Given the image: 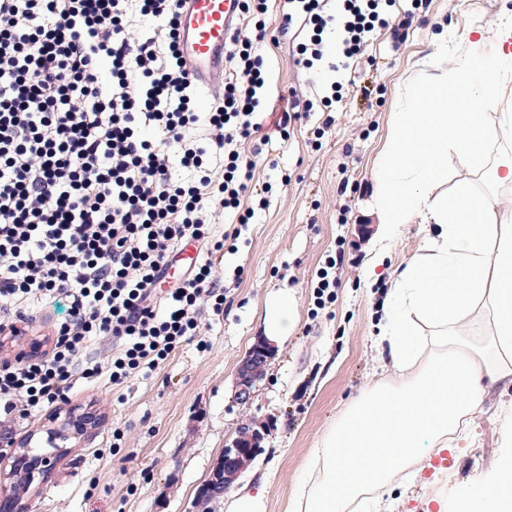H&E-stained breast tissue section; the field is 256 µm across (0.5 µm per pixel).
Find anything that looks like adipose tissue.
<instances>
[{
    "instance_id": "1",
    "label": "adipose tissue",
    "mask_w": 512,
    "mask_h": 512,
    "mask_svg": "<svg viewBox=\"0 0 512 512\" xmlns=\"http://www.w3.org/2000/svg\"><path fill=\"white\" fill-rule=\"evenodd\" d=\"M476 32L491 35L492 55L452 61L439 44L437 80L412 91L382 150L374 182L385 233L419 222L437 225L438 238L394 280L384 309L393 381L363 391L326 434L315 480L295 490L298 512H348L366 489L381 491L447 449L487 389L512 380V201L476 193L470 179L496 140L512 139V113L492 128L485 112L512 58V16ZM452 151L464 170L441 195ZM481 313L491 330L476 338L470 327ZM466 508L512 512V455L472 484Z\"/></svg>"
}]
</instances>
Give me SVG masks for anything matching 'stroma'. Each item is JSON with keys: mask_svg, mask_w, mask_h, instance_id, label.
<instances>
[{"mask_svg": "<svg viewBox=\"0 0 512 512\" xmlns=\"http://www.w3.org/2000/svg\"><path fill=\"white\" fill-rule=\"evenodd\" d=\"M512 0H396L400 33L378 32L362 62L351 71L355 95L337 104L335 122L310 142L322 113L295 125L286 141L268 146L258 164L254 190L272 185L265 211L243 232L236 253L226 255V281H237L233 304L212 321L204 343L185 342L161 368L129 378L112 389L78 381L67 402L0 425L14 442L47 451L55 416L77 410L97 418L90 436L71 433L65 453L45 476L22 493L24 512H191L198 490L247 421L268 427L263 450L239 478L259 485L265 472V512H290L295 484L311 473L313 453L348 405L366 388L391 374L388 344L379 333L384 285L420 256L432 224H401L383 241L376 222L374 171L412 86L429 81L437 39L449 53L478 56L474 29L494 25ZM263 60L269 103L295 92L316 101L334 75L295 64L288 39L255 41ZM346 239L344 271L330 313L318 311L312 286L339 239ZM384 245L376 278L364 270L374 246ZM294 299L295 328L278 344L264 379L249 402L236 398L238 367L258 337L268 333V314L282 294ZM65 300L39 304L26 335L6 341L0 354L29 352L32 341L50 347ZM123 435L113 445V431ZM512 439V384L492 386L480 411L448 446V466L428 457L393 482L382 496L386 512H463L468 488L494 476Z\"/></svg>", "mask_w": 512, "mask_h": 512, "instance_id": "obj_1", "label": "stroma"}]
</instances>
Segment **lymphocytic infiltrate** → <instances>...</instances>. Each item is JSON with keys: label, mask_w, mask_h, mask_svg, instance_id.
I'll list each match as a JSON object with an SVG mask.
<instances>
[{"label": "lymphocytic infiltrate", "mask_w": 512, "mask_h": 512, "mask_svg": "<svg viewBox=\"0 0 512 512\" xmlns=\"http://www.w3.org/2000/svg\"><path fill=\"white\" fill-rule=\"evenodd\" d=\"M180 0H0V337L18 335L34 304L61 297L67 318L51 349L0 361V412L27 416L64 400L78 380L119 387L157 369L229 309L218 273L240 238L239 208L272 138L300 119L298 96L260 121L267 0H242L254 32L226 50L235 79L210 110L194 109L180 61ZM393 0H281L277 31L307 33L299 63L349 69L378 31L397 25ZM154 21L136 35L134 18ZM165 54H158L157 45ZM204 131L192 136L193 127ZM251 150H244V143ZM192 173L175 179L173 164ZM238 213L239 224L211 228ZM204 259L163 288L178 248ZM117 351L90 367V339Z\"/></svg>", "instance_id": "f902f5d3"}]
</instances>
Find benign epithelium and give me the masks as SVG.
Returning <instances> with one entry per match:
<instances>
[{
  "label": "benign epithelium",
  "instance_id": "benign-epithelium-1",
  "mask_svg": "<svg viewBox=\"0 0 512 512\" xmlns=\"http://www.w3.org/2000/svg\"><path fill=\"white\" fill-rule=\"evenodd\" d=\"M271 355L272 346L264 338L257 340L250 348L238 369L240 399L247 398L251 386L261 379ZM263 438L264 428L261 426L245 427L239 431L238 436L224 449V455L213 469L208 483L198 492L193 512H209V501L229 489L259 455ZM50 466L51 460L42 456L14 454L9 471L0 472V512H17L18 502L13 493L15 486L22 479L32 483L41 469Z\"/></svg>",
  "mask_w": 512,
  "mask_h": 512
}]
</instances>
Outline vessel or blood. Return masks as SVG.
<instances>
[{
	"instance_id": "b4317fda",
	"label": "vessel or blood",
	"mask_w": 512,
	"mask_h": 512,
	"mask_svg": "<svg viewBox=\"0 0 512 512\" xmlns=\"http://www.w3.org/2000/svg\"><path fill=\"white\" fill-rule=\"evenodd\" d=\"M236 18L234 0H181L179 52L198 111L209 110L224 81V44Z\"/></svg>"
}]
</instances>
